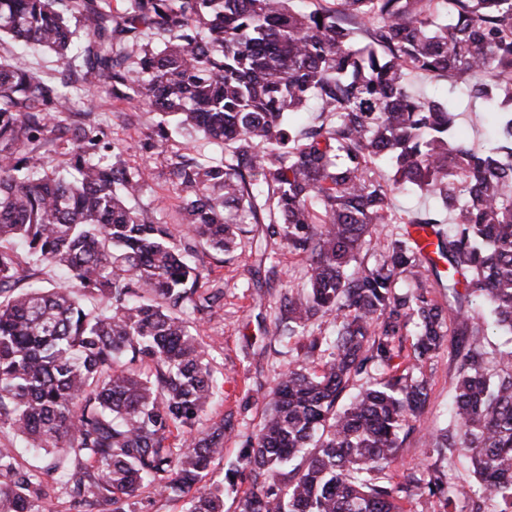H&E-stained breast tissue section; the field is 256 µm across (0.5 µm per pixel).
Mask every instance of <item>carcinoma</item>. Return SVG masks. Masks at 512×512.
I'll return each mask as SVG.
<instances>
[{
	"instance_id": "1",
	"label": "carcinoma",
	"mask_w": 512,
	"mask_h": 512,
	"mask_svg": "<svg viewBox=\"0 0 512 512\" xmlns=\"http://www.w3.org/2000/svg\"><path fill=\"white\" fill-rule=\"evenodd\" d=\"M58 3L0 0V36L53 51L70 77L53 87L0 59V428L56 457L32 470L1 444L0 512H54L45 473L77 512H136L149 487L176 500L193 492L184 512H224L245 474L253 490L238 512H399L409 489L381 474L429 400L410 367L442 349L450 323L471 342L454 430L432 447L467 456L476 485L428 468L416 488L470 512L494 493L512 512V349L489 367L477 344L489 331L512 336V0H339L308 14L290 0H123L117 20L110 0ZM146 30L161 39L132 62L124 45ZM413 70L446 79L447 95L412 94ZM91 85L162 113L163 140L171 125L224 148L219 161L169 165L187 233L129 205L144 171L104 161L109 143L62 124ZM464 96L492 111L490 137L471 139ZM311 99L321 121L302 127ZM65 136L75 149L63 173L42 147ZM403 190L434 206L396 214L391 195ZM238 224H264L308 256L276 316L306 359L267 395L225 484L207 486L224 421H203L218 384L185 311L221 299L202 291L195 258L201 247L235 251ZM382 224L430 229L437 258L406 228L380 239ZM43 265L65 280L34 284ZM431 274L455 305L428 297ZM316 318L327 334L309 332ZM410 324L404 367L396 341ZM369 365L384 377L336 410Z\"/></svg>"
}]
</instances>
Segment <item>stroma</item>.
I'll list each match as a JSON object with an SVG mask.
<instances>
[{"mask_svg": "<svg viewBox=\"0 0 512 512\" xmlns=\"http://www.w3.org/2000/svg\"><path fill=\"white\" fill-rule=\"evenodd\" d=\"M75 109L87 114L89 123L103 128L121 146L126 166L145 171L147 179L136 208L160 223H180L181 194L168 178V166L186 151L182 137L174 134L158 141L156 113L136 101L103 92L90 100H76ZM263 230L260 224L242 225V244L236 252L224 255L205 248L196 258L206 289L224 292L220 304L200 323L207 359L223 381V392L207 416L228 422L224 458L212 465L205 478L209 484L222 481L228 463L236 459L260 424L264 396L301 356L297 341L278 336L274 318L288 283L302 277L306 258L288 251L278 238L266 237ZM458 343V337H449L437 356L421 368L429 383V401L422 415L411 422L398 460L387 473L392 484L408 485L421 477L427 465L450 467L458 483L471 479L463 456H440L430 447L433 435L452 424L448 406L458 376Z\"/></svg>", "mask_w": 512, "mask_h": 512, "instance_id": "35a3bbf8", "label": "stroma"}]
</instances>
